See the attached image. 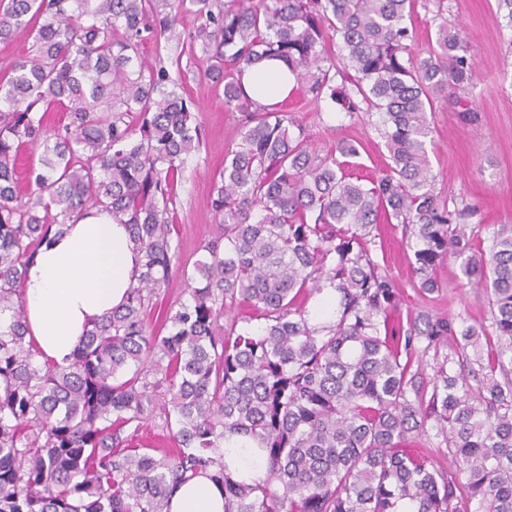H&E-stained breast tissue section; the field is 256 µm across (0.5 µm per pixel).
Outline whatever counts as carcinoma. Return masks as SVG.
<instances>
[{
  "mask_svg": "<svg viewBox=\"0 0 512 512\" xmlns=\"http://www.w3.org/2000/svg\"><path fill=\"white\" fill-rule=\"evenodd\" d=\"M413 2L0 0V41L33 37L31 54L0 76V512H165L183 481L210 469L224 512H396L401 500L416 512H512V227L470 256L477 207L435 193L431 114L447 102L478 121L476 63L445 22L426 56L415 54ZM183 11L198 20L190 42L203 75L240 114L211 194L218 232L191 271L173 221L201 129L181 79L133 62ZM263 58L284 61L297 82L316 68L308 91L318 100L330 90L347 115L362 102L376 110L386 169L367 183L351 177L357 145L321 155L290 132L281 106L250 97L245 67ZM338 59L352 93L330 85ZM48 112L62 114L52 129ZM27 147L42 152L22 193ZM89 207L129 226L142 272L59 367L26 340L21 285L50 233ZM384 223L403 225L422 293L438 288L444 258L462 257L488 301L490 328L459 323L456 373L442 363L426 382L413 369L415 343L435 345L452 326L401 323L375 256ZM177 270L188 300L162 309ZM326 286L336 319L314 327L305 304ZM241 307L264 324L219 325ZM156 315L167 332L151 327ZM155 415L175 448L139 447ZM430 430L462 472L411 449ZM233 437L265 452V481L235 479L215 456Z\"/></svg>",
  "mask_w": 512,
  "mask_h": 512,
  "instance_id": "carcinoma-1",
  "label": "carcinoma"
}]
</instances>
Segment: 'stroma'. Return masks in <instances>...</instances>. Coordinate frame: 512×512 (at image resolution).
I'll return each instance as SVG.
<instances>
[{
	"label": "stroma",
	"instance_id": "35a3bbf8",
	"mask_svg": "<svg viewBox=\"0 0 512 512\" xmlns=\"http://www.w3.org/2000/svg\"><path fill=\"white\" fill-rule=\"evenodd\" d=\"M438 12L468 38L477 64L479 119L473 125L463 123L454 109L443 104L433 112L427 148L435 191L454 203L476 205L469 231L485 249L494 226L512 225V26L499 12L496 0H416L411 18L414 50L427 49L434 41ZM196 26L193 14H182L175 37L158 45L148 42L142 48L145 60L159 56L168 69H180L202 132V148L187 161L176 205L181 260L189 266L204 258V247L217 232L210 207L212 185L224 168L226 152L239 141L236 113L226 111L223 93L202 75L200 49L189 45L187 36ZM284 109L293 123L304 128L308 144L319 153L334 150L339 142L353 141L362 147L357 174L383 168L387 150L376 112L345 115L329 98L314 99L303 83L285 100ZM380 232L383 268L397 287L401 316L422 312L434 319L490 325L488 305L467 285L460 260L444 259L436 270L439 292L422 294L401 225L384 224Z\"/></svg>",
	"mask_w": 512,
	"mask_h": 512
}]
</instances>
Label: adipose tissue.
I'll return each mask as SVG.
<instances>
[{"label": "adipose tissue", "mask_w": 512, "mask_h": 512, "mask_svg": "<svg viewBox=\"0 0 512 512\" xmlns=\"http://www.w3.org/2000/svg\"><path fill=\"white\" fill-rule=\"evenodd\" d=\"M246 91L263 105L284 100L294 79L280 60L246 68ZM140 274L128 226L95 208L83 211L64 234L51 236L28 265L23 286L26 337L44 358L69 365L86 330L122 306ZM167 512H224V489L209 474L185 481Z\"/></svg>", "instance_id": "1"}]
</instances>
